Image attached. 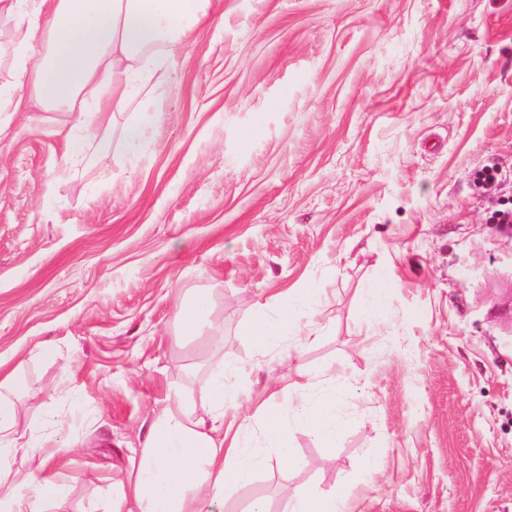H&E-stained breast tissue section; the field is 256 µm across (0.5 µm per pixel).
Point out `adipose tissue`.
I'll return each mask as SVG.
<instances>
[{"label": "adipose tissue", "instance_id": "obj_1", "mask_svg": "<svg viewBox=\"0 0 512 512\" xmlns=\"http://www.w3.org/2000/svg\"><path fill=\"white\" fill-rule=\"evenodd\" d=\"M211 7L212 0H0V16L20 31L13 48L18 85H0V112L23 111L31 101L45 112L77 113L87 127L101 124L140 88L162 86L164 61L155 49L189 38ZM313 320L305 289L277 314L258 312L243 334L257 352L273 349L288 362L312 343ZM295 321L294 343L279 346L283 326ZM241 372L226 366L203 381L200 404L177 395L154 415L128 494L110 499L105 512H213L227 491L251 480L263 458L246 448L241 434L224 432L225 417H238L241 409L224 378ZM25 387L20 375L0 378V512H44L70 491L56 474L34 471L22 485L8 477L19 449L14 396ZM298 423L333 453L340 429L334 392H321Z\"/></svg>", "mask_w": 512, "mask_h": 512}]
</instances>
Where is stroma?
<instances>
[{
	"instance_id": "35a3bbf8",
	"label": "stroma",
	"mask_w": 512,
	"mask_h": 512,
	"mask_svg": "<svg viewBox=\"0 0 512 512\" xmlns=\"http://www.w3.org/2000/svg\"><path fill=\"white\" fill-rule=\"evenodd\" d=\"M165 54L137 152L126 112L80 165L68 113L0 114V368L28 384L19 444L38 422L67 447L46 512L119 495L154 414L220 361L246 368L265 460L221 512H288L310 484L357 512H512V0H214ZM306 288L318 341L256 353L243 326ZM197 293L211 317L187 336ZM330 364L336 453L293 422L285 463L266 416ZM210 314V304L206 295L197 294L184 301L176 310L174 318L184 335H195Z\"/></svg>"
}]
</instances>
